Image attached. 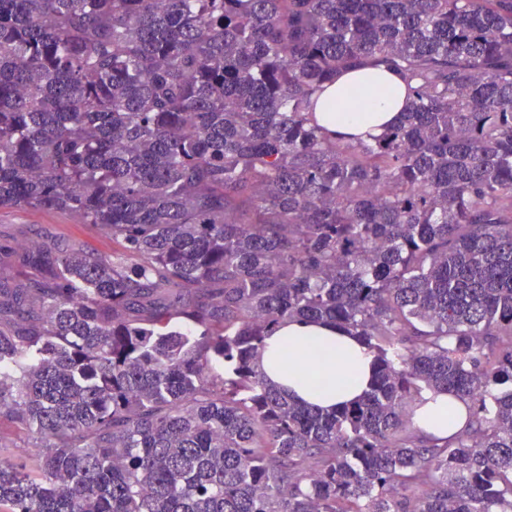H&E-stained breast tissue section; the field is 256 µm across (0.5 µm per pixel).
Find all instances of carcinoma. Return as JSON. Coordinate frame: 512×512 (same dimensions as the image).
I'll return each mask as SVG.
<instances>
[{"label": "carcinoma", "mask_w": 512, "mask_h": 512, "mask_svg": "<svg viewBox=\"0 0 512 512\" xmlns=\"http://www.w3.org/2000/svg\"><path fill=\"white\" fill-rule=\"evenodd\" d=\"M366 63L410 106L351 142ZM0 206L113 244L0 239V512H512V0H0ZM296 319L359 401L267 381ZM355 91L367 93L368 105L365 110L321 112L323 101L334 99L343 102ZM409 101L405 83L398 75L384 66H366L337 75L336 81L328 86L322 96L315 114L321 124L336 130V134L358 135L367 140L369 136L381 135L387 126L396 123ZM372 105L373 108L370 107ZM315 369L309 377L307 365ZM259 365L268 379L299 403L330 409L361 397L373 373L372 357L351 336L323 323L295 320L265 341ZM423 407L417 410L414 418L415 425L427 432L446 433V435L458 432L465 426L466 404L464 401L449 397L437 396ZM448 409L456 415L455 423L448 424Z\"/></svg>", "instance_id": "1"}]
</instances>
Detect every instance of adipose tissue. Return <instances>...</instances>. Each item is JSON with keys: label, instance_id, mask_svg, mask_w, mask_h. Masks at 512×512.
Returning <instances> with one entry per match:
<instances>
[{"label": "adipose tissue", "instance_id": "1", "mask_svg": "<svg viewBox=\"0 0 512 512\" xmlns=\"http://www.w3.org/2000/svg\"><path fill=\"white\" fill-rule=\"evenodd\" d=\"M365 92L367 109L317 118L343 136L376 137L396 123L408 104L403 80L386 67L366 66L337 75L324 100L345 101ZM259 365L268 379L299 403L330 409L361 397L373 373L372 358L356 339L312 320H295L277 328L265 341ZM466 404L437 396L417 410V427L431 433L452 434L465 425Z\"/></svg>", "mask_w": 512, "mask_h": 512}]
</instances>
